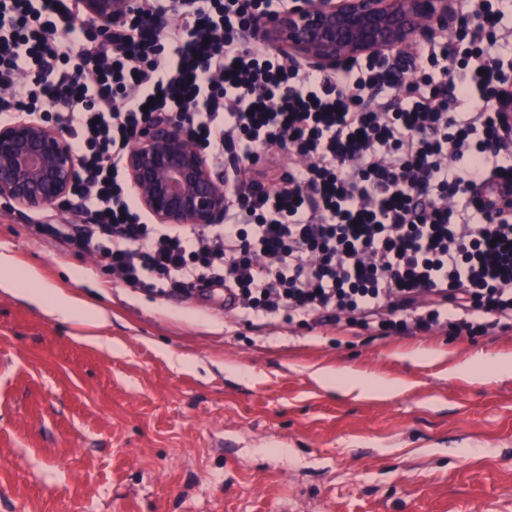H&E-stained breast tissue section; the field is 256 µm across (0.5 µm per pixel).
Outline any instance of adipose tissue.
I'll return each instance as SVG.
<instances>
[{"instance_id":"adipose-tissue-1","label":"adipose tissue","mask_w":512,"mask_h":512,"mask_svg":"<svg viewBox=\"0 0 512 512\" xmlns=\"http://www.w3.org/2000/svg\"><path fill=\"white\" fill-rule=\"evenodd\" d=\"M0 268L6 271L5 276L0 277V288L26 295L40 306L46 307L51 315L80 322H105L106 317L103 312L92 310L85 305L67 300L62 302L54 301L53 295L55 290L52 286L34 287V274L28 269L18 267L13 256L1 253Z\"/></svg>"}]
</instances>
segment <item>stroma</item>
<instances>
[{
	"label": "stroma",
	"mask_w": 512,
	"mask_h": 512,
	"mask_svg": "<svg viewBox=\"0 0 512 512\" xmlns=\"http://www.w3.org/2000/svg\"><path fill=\"white\" fill-rule=\"evenodd\" d=\"M0 200V253L104 327L0 288V512H512V331L472 339L224 317L164 300ZM112 339L111 349L95 344ZM326 369L400 384L336 390ZM488 366L493 367L500 373L508 374L512 371V360L508 357L499 356L494 359L484 353H475L467 357L456 366L458 371H468L472 374H478Z\"/></svg>",
	"instance_id": "1"
}]
</instances>
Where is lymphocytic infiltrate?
<instances>
[{"label": "lymphocytic infiltrate", "mask_w": 512, "mask_h": 512, "mask_svg": "<svg viewBox=\"0 0 512 512\" xmlns=\"http://www.w3.org/2000/svg\"><path fill=\"white\" fill-rule=\"evenodd\" d=\"M0 0V123L58 102L77 156L41 234L163 298L381 335L512 331V27L500 0L408 60L306 69L247 29L273 0H135L111 36L81 0ZM175 23H168V16ZM224 173V221L149 224L125 154L160 115Z\"/></svg>", "instance_id": "f902f5d3"}]
</instances>
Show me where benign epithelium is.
Wrapping results in <instances>:
<instances>
[{
    "label": "benign epithelium",
    "mask_w": 512,
    "mask_h": 512,
    "mask_svg": "<svg viewBox=\"0 0 512 512\" xmlns=\"http://www.w3.org/2000/svg\"><path fill=\"white\" fill-rule=\"evenodd\" d=\"M133 7V0H81L83 18L104 36L112 35ZM457 21L452 0H292L249 35L273 42L299 64L335 71L353 58L397 55ZM124 167L141 209L154 223L224 220V183L182 124L163 119L145 125ZM76 168L61 127L32 119L0 127V198L15 208L54 205L71 190Z\"/></svg>",
    "instance_id": "obj_1"
}]
</instances>
